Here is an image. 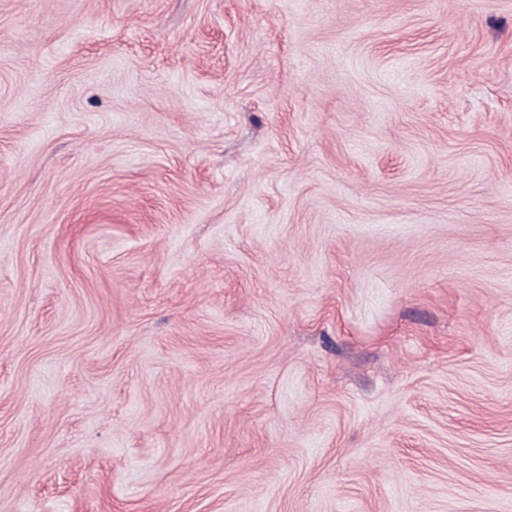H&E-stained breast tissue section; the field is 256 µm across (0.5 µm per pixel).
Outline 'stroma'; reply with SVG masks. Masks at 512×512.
Masks as SVG:
<instances>
[{"instance_id":"1","label":"stroma","mask_w":512,"mask_h":512,"mask_svg":"<svg viewBox=\"0 0 512 512\" xmlns=\"http://www.w3.org/2000/svg\"><path fill=\"white\" fill-rule=\"evenodd\" d=\"M0 512H512V0H0Z\"/></svg>"}]
</instances>
